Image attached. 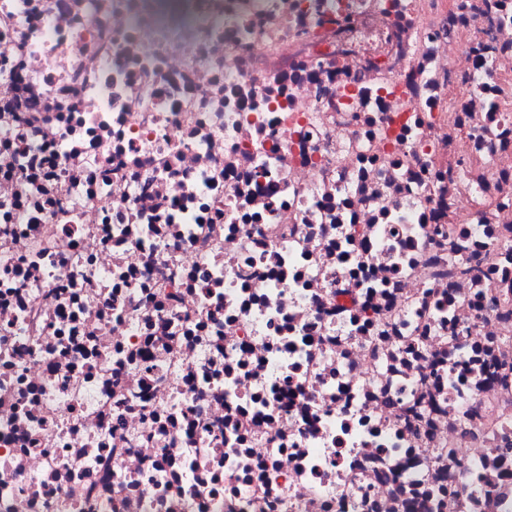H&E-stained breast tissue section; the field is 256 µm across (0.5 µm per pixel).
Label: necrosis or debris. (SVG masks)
I'll list each match as a JSON object with an SVG mask.
<instances>
[{
  "mask_svg": "<svg viewBox=\"0 0 512 512\" xmlns=\"http://www.w3.org/2000/svg\"><path fill=\"white\" fill-rule=\"evenodd\" d=\"M143 2L0 0V512H512V0Z\"/></svg>",
  "mask_w": 512,
  "mask_h": 512,
  "instance_id": "obj_1",
  "label": "necrosis or debris"
}]
</instances>
